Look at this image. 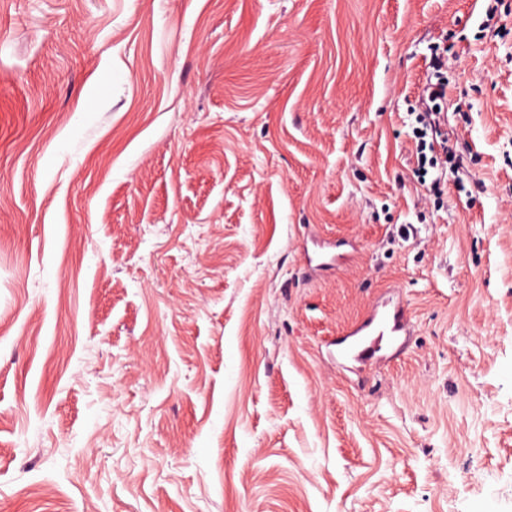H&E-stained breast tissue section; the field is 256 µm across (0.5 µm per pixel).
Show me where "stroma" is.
<instances>
[{
  "label": "stroma",
  "instance_id": "1",
  "mask_svg": "<svg viewBox=\"0 0 512 512\" xmlns=\"http://www.w3.org/2000/svg\"><path fill=\"white\" fill-rule=\"evenodd\" d=\"M0 512H512V0H0ZM447 86V82L440 77H437L435 82L427 81L423 89L420 109L414 112L417 126L414 127L413 133L417 139L416 154L421 181L426 183V178L430 174L429 169L436 170L431 173V188H436L440 184L443 167L439 170L440 162L437 155L428 157L427 148L433 154L436 152L443 154L445 160L452 159V156L456 158L453 147L448 145V138L444 136L443 129L446 126L447 114L441 112L439 103L446 97ZM410 322L407 310L399 303L375 302L367 316L351 328L346 336L336 338V351L357 363H377L390 347L403 336Z\"/></svg>",
  "mask_w": 512,
  "mask_h": 512
}]
</instances>
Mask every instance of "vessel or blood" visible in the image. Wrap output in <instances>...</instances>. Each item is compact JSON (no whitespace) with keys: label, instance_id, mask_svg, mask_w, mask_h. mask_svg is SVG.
I'll return each mask as SVG.
<instances>
[{"label":"vessel or blood","instance_id":"1","mask_svg":"<svg viewBox=\"0 0 512 512\" xmlns=\"http://www.w3.org/2000/svg\"><path fill=\"white\" fill-rule=\"evenodd\" d=\"M410 316L398 304L373 303L367 316L351 328L347 335L338 337L336 350L357 363H375L384 356L398 336L403 335Z\"/></svg>","mask_w":512,"mask_h":512}]
</instances>
